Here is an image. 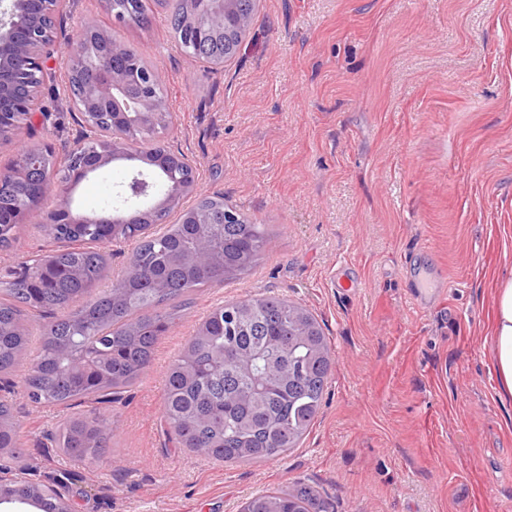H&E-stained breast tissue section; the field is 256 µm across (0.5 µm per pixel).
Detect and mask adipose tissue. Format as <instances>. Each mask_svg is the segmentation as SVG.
Wrapping results in <instances>:
<instances>
[{
    "label": "adipose tissue",
    "mask_w": 512,
    "mask_h": 512,
    "mask_svg": "<svg viewBox=\"0 0 512 512\" xmlns=\"http://www.w3.org/2000/svg\"><path fill=\"white\" fill-rule=\"evenodd\" d=\"M489 344L490 363L497 375L500 395L512 400V267L497 274Z\"/></svg>",
    "instance_id": "obj_1"
}]
</instances>
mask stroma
Segmentation results:
<instances>
[{
  "instance_id": "1",
  "label": "stroma",
  "mask_w": 512,
  "mask_h": 512,
  "mask_svg": "<svg viewBox=\"0 0 512 512\" xmlns=\"http://www.w3.org/2000/svg\"><path fill=\"white\" fill-rule=\"evenodd\" d=\"M148 24L117 25L107 0H69L34 118L0 141L83 139L66 52L86 25L112 31L165 78L161 134L269 242L237 279L193 293L152 366L100 405L112 449L73 462L57 446L61 405L30 402L22 361L0 375L33 479L63 481L72 512H242L267 490L313 487L330 512H512V402L485 337L496 274L512 265V0H260L224 67L186 54L164 0ZM136 168L82 180L74 205L113 207ZM55 244L19 228L0 267ZM434 293L416 298L421 276ZM276 296L309 311L335 364L306 436L281 457L224 464L172 447L164 376L226 302Z\"/></svg>"
}]
</instances>
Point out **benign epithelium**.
I'll return each mask as SVG.
<instances>
[{"label":"benign epithelium","mask_w":512,"mask_h":512,"mask_svg":"<svg viewBox=\"0 0 512 512\" xmlns=\"http://www.w3.org/2000/svg\"><path fill=\"white\" fill-rule=\"evenodd\" d=\"M66 0H0V139L15 132L35 116L36 95L43 81L48 49L53 46L54 21ZM191 37L187 46L206 49L217 36L229 31L243 32L250 14L239 9L240 0H181ZM69 57L78 62L79 110L86 133L84 140L96 143L94 150L68 153L65 171L54 165L49 147L33 146L21 159L0 168V181H22L32 172L46 174L42 187H57L62 200L94 173L115 161L140 162L153 166L162 157L142 151L126 131L156 134L172 121L169 103L163 94L164 75L155 66L133 58L130 49L109 31L90 30L86 38L69 45ZM165 188L157 189L151 176L136 171L123 189L122 208L91 214L75 213L64 204L53 213L41 211V200L14 211L9 223L21 227L32 218L44 224H110V239H123L124 225L135 224L144 213L163 215L177 211L192 224H211L209 209L198 202L181 205V200L197 193V178L177 167L165 169ZM1 483H20L39 493L54 492L59 512H69L64 494L56 486L38 483L25 470L0 467Z\"/></svg>","instance_id":"1"}]
</instances>
